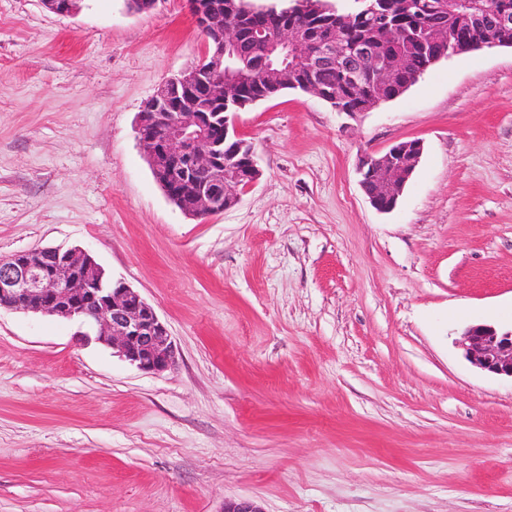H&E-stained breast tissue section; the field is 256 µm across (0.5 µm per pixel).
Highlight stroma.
Segmentation results:
<instances>
[{
    "mask_svg": "<svg viewBox=\"0 0 512 512\" xmlns=\"http://www.w3.org/2000/svg\"><path fill=\"white\" fill-rule=\"evenodd\" d=\"M202 50L185 0H0V257L89 252L177 350L148 373L0 309V512H512V381L457 346L512 325V49L353 117L292 90L250 106L259 180L193 218L135 124ZM413 139L378 212L358 162Z\"/></svg>",
    "mask_w": 512,
    "mask_h": 512,
    "instance_id": "35a3bbf8",
    "label": "stroma"
}]
</instances>
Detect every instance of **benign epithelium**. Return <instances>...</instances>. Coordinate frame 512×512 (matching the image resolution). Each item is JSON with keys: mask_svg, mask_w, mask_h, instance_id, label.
<instances>
[{"mask_svg": "<svg viewBox=\"0 0 512 512\" xmlns=\"http://www.w3.org/2000/svg\"><path fill=\"white\" fill-rule=\"evenodd\" d=\"M79 0H42L47 10L70 15ZM189 13L203 36V60L167 80L139 113L136 136L151 169L164 174L160 183L169 200L178 196L172 184L191 174L198 178L189 201L180 210L193 217L214 216L231 208L238 190L260 176L253 149L247 143L233 148L237 167L222 164L229 138L239 135L224 107L239 98L237 82L226 78L234 62L224 57V44L236 42L238 29L224 24L222 0H187ZM464 30L457 38L442 36L448 57L494 48H512L503 33L512 29V13L482 9L465 15ZM276 42L296 49L304 68L289 72L288 85L301 87L329 103L335 97L316 80L327 65L336 67L353 86L367 71L382 88L396 85L405 72V60L389 57L378 61L371 44L350 45L332 25L317 41L305 39L298 26L281 21L268 35L261 28L254 35L256 53H267ZM247 154L241 155V149ZM424 151L416 139L392 145L385 153L365 156L359 165L361 186L372 206L380 212L393 210L404 186ZM105 270L90 254L76 248L48 247L0 258V308L77 320L85 327L77 341L112 347L118 356L138 369L154 374L170 369L176 358L174 342L154 308L121 280L106 286ZM463 358L480 371L512 379V328L493 324L466 326L458 341ZM224 512H262L246 499L227 500Z\"/></svg>", "mask_w": 512, "mask_h": 512, "instance_id": "benign-epithelium-1", "label": "benign epithelium"}]
</instances>
